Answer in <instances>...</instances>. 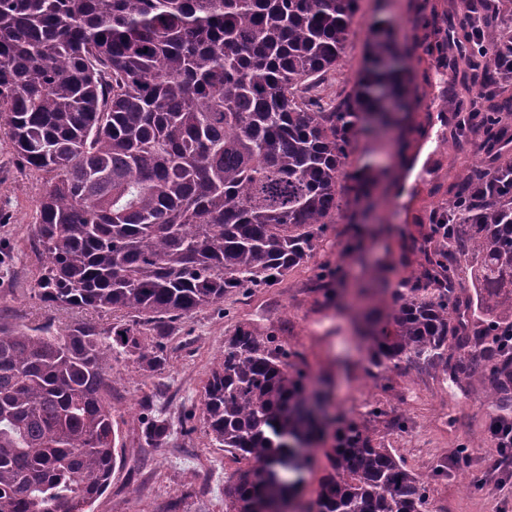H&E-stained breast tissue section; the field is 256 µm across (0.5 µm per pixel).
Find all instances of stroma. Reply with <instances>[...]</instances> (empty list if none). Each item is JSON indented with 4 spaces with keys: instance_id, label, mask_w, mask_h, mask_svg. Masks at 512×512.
Segmentation results:
<instances>
[{
    "instance_id": "1",
    "label": "stroma",
    "mask_w": 512,
    "mask_h": 512,
    "mask_svg": "<svg viewBox=\"0 0 512 512\" xmlns=\"http://www.w3.org/2000/svg\"><path fill=\"white\" fill-rule=\"evenodd\" d=\"M448 6L449 0H395L389 10L399 42L414 50L412 68L427 77L419 88L420 109L431 122L418 143L422 153L431 154L432 166L417 186L407 187L405 196L388 189L368 212V223L386 220L414 231L422 205L445 200L441 194L429 195L431 185L448 172L481 162L473 146L448 149L452 128L439 120L448 109L450 83L444 64L425 50L424 20L430 9L442 12ZM380 16L375 0H363L353 19L343 80L354 81ZM43 189V176L26 170L0 133V319L48 324L59 332L80 321L110 328L115 316L58 308L34 295L40 262L29 242ZM308 276V270H298L236 303L228 316L218 305L197 310L169 337L160 370L128 359L113 362L112 422L125 462L93 512H168L174 502L180 512H225L224 490L249 464L214 445L203 429L185 433L182 419L188 412L200 414L203 386L224 350V336L240 324L302 352L312 380L328 385L331 412L357 418L366 404L380 402L386 418L374 429L426 479L431 512H512V463L496 472L488 466L498 452L487 432L495 411L485 384L475 379L460 388L441 372L403 363L387 372L392 391H382L384 378L366 370L370 340L355 334L351 314L324 306L322 296L309 288ZM147 407L169 426L165 443L157 448L146 446L141 437L139 418ZM400 417L407 421L402 433L391 426ZM438 464L445 473L436 478L432 470Z\"/></svg>"
}]
</instances>
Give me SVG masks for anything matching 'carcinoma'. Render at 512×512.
<instances>
[{"label": "carcinoma", "mask_w": 512, "mask_h": 512, "mask_svg": "<svg viewBox=\"0 0 512 512\" xmlns=\"http://www.w3.org/2000/svg\"><path fill=\"white\" fill-rule=\"evenodd\" d=\"M361 0H0V131L24 167L49 175L31 239L35 288L59 307L121 312L107 330L63 333L0 321V512H91L122 461L112 423V360L164 366V339L204 307L249 297L304 266L341 216L358 227L312 268L325 301L344 294L349 256L365 236L357 206L389 177L372 162L345 168L360 135L411 136L429 115L393 23L377 21L351 90L343 72ZM469 29L454 13L428 20L431 50L465 93L453 135L483 134L481 164L456 174L448 202L426 212L391 283L371 269L360 291L370 363L478 378L512 407V0H476ZM471 357L464 364L454 355ZM300 351L238 326L203 386L201 422L218 447L252 462L225 492L226 512H288L325 450L315 512H424L425 488L371 423L316 414ZM158 446L168 424L141 417Z\"/></svg>", "instance_id": "cac0c4a2"}]
</instances>
